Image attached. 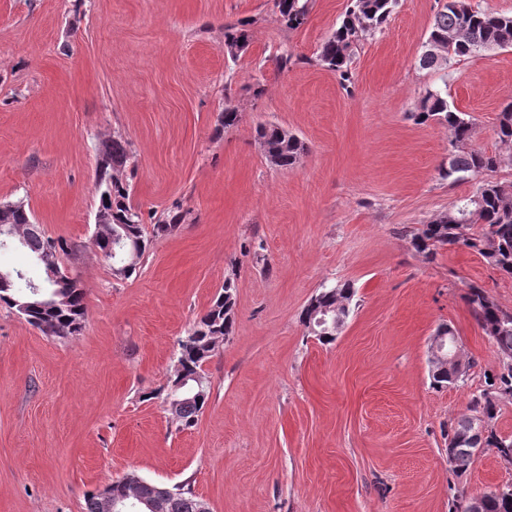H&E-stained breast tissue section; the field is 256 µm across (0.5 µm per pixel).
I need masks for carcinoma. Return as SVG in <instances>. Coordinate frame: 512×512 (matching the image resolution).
<instances>
[{
	"instance_id": "obj_1",
	"label": "carcinoma",
	"mask_w": 512,
	"mask_h": 512,
	"mask_svg": "<svg viewBox=\"0 0 512 512\" xmlns=\"http://www.w3.org/2000/svg\"><path fill=\"white\" fill-rule=\"evenodd\" d=\"M398 5L399 0H351L341 24L321 44L315 57L316 64L339 74L342 80L350 81L349 65L359 41L382 27ZM274 8L282 24L289 29H298L308 19L310 0H274ZM450 34L454 35L451 44L448 43ZM426 44L443 48L444 57L438 61L425 50L419 57V66L446 70L460 58L476 52L491 47L511 48L512 16L475 10L467 0H453L437 11ZM247 45L246 29L236 25L225 28V51L232 60H237ZM411 117L418 123L435 120L448 127L450 149L448 162L438 168L441 179L458 182L481 177L474 196L459 200L448 212L422 225L412 239L414 248L430 262L436 258L439 247L466 248L481 255L493 269L512 276V184L492 176L499 168V156L466 147L472 138L473 122L448 104L445 87L428 90L420 111ZM257 136L265 160L277 168H294L305 151L298 137L277 125L259 127ZM497 136L501 144L512 147L511 103L499 113ZM129 160V143L122 138L108 137L99 142L95 172L99 200L97 215L100 224L108 227L113 236L122 238L136 254V262L121 275L123 279L136 272L138 261L149 249L152 239L172 234L184 220L181 211H171L153 225L152 232L145 231L141 213L130 203L125 176ZM0 224L27 226L23 247L34 259L40 255L55 259L62 255L75 256L86 248L82 242L46 236L21 201L5 202L0 206ZM474 224L478 225V230L468 232V227ZM39 285L36 293L27 284L22 287L1 285L0 301L15 310L18 309L16 302L27 304L23 318L46 336L67 339L78 333L87 313L86 291L72 278L61 285L45 278ZM354 295L355 289L349 282L321 288L315 295L318 306L303 310L302 323L307 326L322 315L336 316V308L343 303L350 304ZM465 299L477 325L496 345L500 367L486 382V388L472 395L468 412L460 415L453 424L452 432L458 434L466 430L471 417L480 415L486 422L487 431L483 442H465L454 449L457 460L450 459L448 464L457 474L466 472L478 454L487 448L496 449L503 461L512 463V439L501 437L491 426L498 402L512 399V309L487 299L485 291L476 285L468 286ZM234 325V288L227 282L187 335L177 341L176 360L181 368L174 371L165 396L175 402L173 417L179 426H195L203 413L211 391L204 364L216 354L222 342L230 339ZM468 369L470 366L467 365L465 371L457 373L437 367L432 372L433 384L438 388L455 384L465 377ZM154 487L157 494L165 498V512H197L199 498L189 485L177 488L178 494L174 496L162 484L156 483ZM144 491L145 486L134 478L113 481L102 489L87 493L85 512H106V496L133 500ZM483 512H512V485L504 486L500 494L486 496Z\"/></svg>"
}]
</instances>
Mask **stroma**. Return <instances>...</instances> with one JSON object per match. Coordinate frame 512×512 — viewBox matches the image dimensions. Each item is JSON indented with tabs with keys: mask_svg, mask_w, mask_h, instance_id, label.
Listing matches in <instances>:
<instances>
[{
	"mask_svg": "<svg viewBox=\"0 0 512 512\" xmlns=\"http://www.w3.org/2000/svg\"><path fill=\"white\" fill-rule=\"evenodd\" d=\"M348 5L312 0L291 30L272 0H0V202L86 243L96 148L119 136L145 226L177 206L187 214L130 278L89 248L62 257L87 293L68 339L0 303V512H84L88 492L129 473L190 484L210 512H449L512 484L491 449L465 473L448 467L451 423L499 368L466 287L512 308V277L467 249L432 261L414 249L422 224L479 181L440 180L448 130L411 117L447 83L474 122L471 148L503 153L512 48L445 74L420 68L440 2L401 0L360 41L347 90L314 58ZM241 21L249 43L233 60L224 28ZM285 50L295 63L282 72ZM228 104L242 119L222 131ZM261 124L305 142L296 168L266 163ZM228 281L235 331L205 364L209 401L184 429L142 395L166 385L178 339ZM346 281L349 317L321 344L302 312ZM445 324L471 368L439 389L428 346Z\"/></svg>",
	"mask_w": 512,
	"mask_h": 512,
	"instance_id": "1",
	"label": "stroma"
}]
</instances>
